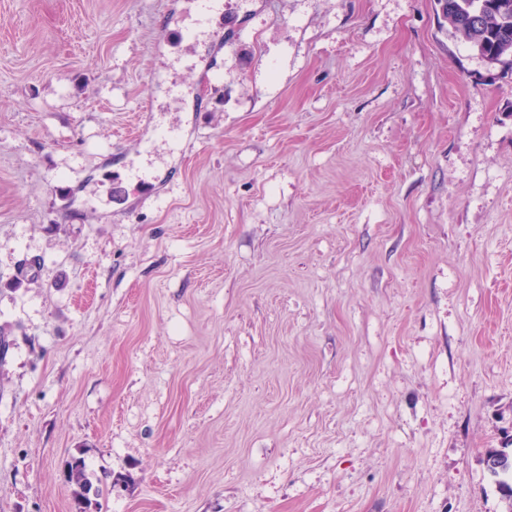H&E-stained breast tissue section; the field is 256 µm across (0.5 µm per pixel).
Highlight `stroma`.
<instances>
[{"label": "stroma", "mask_w": 512, "mask_h": 512, "mask_svg": "<svg viewBox=\"0 0 512 512\" xmlns=\"http://www.w3.org/2000/svg\"><path fill=\"white\" fill-rule=\"evenodd\" d=\"M223 4L0 0V512H512V67ZM66 482L75 484L79 491L75 493L76 512H101L98 511L99 503L97 498L100 496V489L93 488L92 482L86 476V465L81 458H72L65 464ZM94 490L95 495L90 498V492ZM96 509V511H92Z\"/></svg>", "instance_id": "1"}]
</instances>
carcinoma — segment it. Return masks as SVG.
<instances>
[{
  "label": "carcinoma",
  "mask_w": 512,
  "mask_h": 512,
  "mask_svg": "<svg viewBox=\"0 0 512 512\" xmlns=\"http://www.w3.org/2000/svg\"><path fill=\"white\" fill-rule=\"evenodd\" d=\"M466 0H438L443 18L452 35L467 43L480 57L494 58L512 65V0H485L477 21L469 18ZM66 482L76 485V512L99 509L100 489L93 488L86 476V465L81 458H72L65 464Z\"/></svg>",
  "instance_id": "carcinoma-1"
}]
</instances>
